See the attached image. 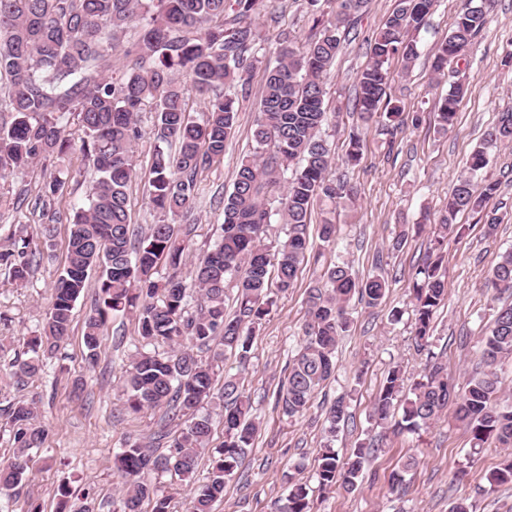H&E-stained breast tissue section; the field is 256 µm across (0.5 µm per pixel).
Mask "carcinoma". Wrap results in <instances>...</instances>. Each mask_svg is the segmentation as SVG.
I'll use <instances>...</instances> for the list:
<instances>
[{"mask_svg":"<svg viewBox=\"0 0 512 512\" xmlns=\"http://www.w3.org/2000/svg\"><path fill=\"white\" fill-rule=\"evenodd\" d=\"M265 0H0V178L34 166L40 159L63 156L79 147L92 164L95 177L86 206L76 211L69 227L66 264L55 285L41 335L26 342L27 357L13 362L12 378L23 383L44 370L69 336L78 300L85 295L91 274H97L95 298L83 325L86 359L96 361L103 327L109 317L133 313L142 350L125 371V409L132 415L163 409L177 423L175 434L160 430L147 443L128 442L112 457V469L124 479L121 512H138L145 499L152 512H169L170 501L155 495V472L190 478L200 454L209 445L211 412L219 362L226 353L240 362L250 358L252 341L273 304L271 273L276 287L288 292L297 270L313 252L308 224L314 206L346 198L357 190L328 176L331 145L320 134L326 120L324 77L335 64L342 34L362 14L368 0H336V9L314 18L317 32L304 47L280 43L277 65L268 71L259 96L252 153L240 162L232 191L224 196V222L212 250L198 258L191 279L179 269L188 248L187 235L174 220L193 211L198 174L224 156L239 105L217 92L225 83L246 85L256 51L255 17ZM435 0H398L370 41V63L358 74L355 111L366 123L379 116L388 131L404 123L402 112L387 93L386 64L394 57L405 63L417 56L410 33L426 24ZM488 9L467 0L437 48L432 64L438 75L457 65L472 39L486 25ZM124 60L112 70V59ZM190 77L204 96V110L194 118L187 109L179 75ZM465 85H451L437 105L439 128L452 126ZM155 113L151 135L158 143L148 181L153 209L166 219L143 234L131 229L128 187L135 173L134 145L143 136L138 114ZM77 129L68 128V116ZM512 143V112L474 150L470 175L456 179L435 220L433 247L426 255L421 278L412 284L414 341L427 354L421 380L403 398L404 379L398 367L389 371L375 403L383 423L402 401L399 431L416 432L440 418L449 403L479 453L489 439L512 447V406L497 403L501 391L498 363L512 356V303L496 310L483 338V365L461 391L431 352L432 321L447 295L442 272L448 236L462 235L455 223L462 211L478 212L498 190L488 182L481 191L473 175L488 164L486 147ZM347 162L360 159L362 131L349 132ZM282 219L288 240L272 250L262 234L270 222L267 199L286 173ZM37 249L24 234H12L0 262L11 267L16 284L27 283ZM235 280L236 308L224 309L227 280ZM489 284L512 291V252L490 272ZM389 288L383 277L360 279L347 264L324 273V282L308 290L303 344L282 382L279 401L288 416L309 410L323 384L336 371V344L347 329L345 307L353 296L370 307ZM213 352L203 358L195 351ZM224 445L210 459L206 481L190 488L191 512H213L224 486L252 446L256 426L249 418L252 400L244 383L224 377ZM348 417L339 397L324 407L326 442L315 467L322 491L337 485L352 492L362 478L372 445L362 444L341 457L333 448L340 425ZM33 401L8 400L0 405V424L9 428L10 461L0 464V495H8L26 478L29 450L40 447L47 434L35 424ZM169 453L156 454L162 441ZM490 488L512 483V456H505L488 473ZM281 512H313L310 488L294 483Z\"/></svg>","mask_w":512,"mask_h":512,"instance_id":"cac0c4a2","label":"carcinoma"}]
</instances>
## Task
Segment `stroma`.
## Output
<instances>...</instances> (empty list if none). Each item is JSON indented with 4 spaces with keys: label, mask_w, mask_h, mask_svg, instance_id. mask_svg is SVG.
<instances>
[{
    "label": "stroma",
    "mask_w": 512,
    "mask_h": 512,
    "mask_svg": "<svg viewBox=\"0 0 512 512\" xmlns=\"http://www.w3.org/2000/svg\"><path fill=\"white\" fill-rule=\"evenodd\" d=\"M394 6L395 0H370L325 78L328 120L322 135L334 152L329 176L356 186L360 196L329 217L336 225L335 243L314 241L321 259L305 261L295 287L276 294L249 362L239 364L229 355L222 365L223 374L244 378L258 432L214 512H275L291 483L301 481L314 488L313 468L324 443L321 410L314 406L290 418L277 406L276 396L303 338L307 290L318 283L327 266L343 262L359 278L384 276L389 290L375 307L351 300L349 327L336 348V374L319 397L330 402L341 396L348 405L349 419L334 442L339 453L372 440L379 449L366 462L353 492L314 488V512H449L459 498L469 499L476 512H512V485L491 490L485 480L504 449L491 441L481 454H471L469 434L454 410L416 433L394 432L373 417L392 367L401 366L405 379L412 382L426 365L425 355L414 348L411 287L432 233L416 232L415 227L426 213H439L487 130L501 113L512 112V0H494L485 28L469 45L466 61L454 78L436 77L432 62L464 0H437L428 23L413 34L417 59L407 66L396 58L389 65L388 93L406 118L403 129L392 135L374 123L361 125L353 105L356 76L369 61L372 35ZM332 8L331 0H269L257 16L258 61L251 69L249 87L223 88L224 94L243 100L235 132L223 158L199 173L198 202L189 218L180 222L181 231L190 234L183 273L191 272L221 233L224 197L232 189L241 158L252 150L257 95L268 66L275 63L279 43L287 38L304 45L314 16ZM457 80L468 90L454 125L442 134L437 130L435 104ZM138 120L145 136L136 146L137 176L128 189V212L134 227L144 229L161 216L147 198L156 146L149 135L154 114L142 112ZM356 125L363 128L364 147L360 161L351 165L344 158L348 133ZM61 170L69 173L63 190L47 204H39L41 185ZM481 176L497 182L498 190L482 211L458 214L457 221L466 231L448 239L443 263L448 293L433 319L432 349L445 364L449 381L459 388L481 361L482 331L500 305L488 273L505 252L512 251V145L490 148L489 164ZM93 177L92 168L75 149L64 159L47 158L0 182V192L9 202L0 209V245L21 226L31 235L44 224L56 228L51 249L34 264L26 287H17L8 267L0 265V399L35 401L36 423L48 432L42 447L30 453V471L10 503L12 512H28L33 505L42 512H57V489L63 484L77 498L93 493L97 512H113L121 485L112 470L113 455L125 441L149 440L160 425L159 411L137 416L125 411L123 375L139 344L135 316L109 317L97 361L88 363L82 336L92 301L88 295L77 302L71 333L41 375L22 384L9 376L12 363L24 355V338L37 334L45 321L54 283L66 262L68 225L85 204ZM492 221L497 227L491 232L487 226ZM402 234L407 240L401 244L397 238ZM396 309L403 313L398 322L390 319ZM78 379L84 384L79 394L73 391ZM410 456L416 458V467L405 473L402 491L390 494V473ZM208 468L209 456L204 453L191 481L168 472L158 475L156 486L160 494L170 496V512H188L189 489L205 480Z\"/></svg>",
    "instance_id": "35a3bbf8"
}]
</instances>
